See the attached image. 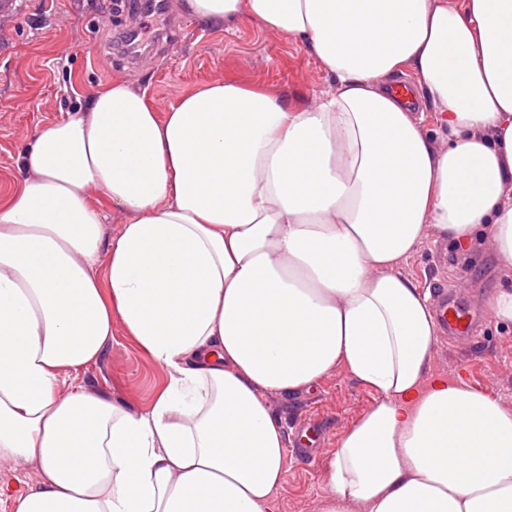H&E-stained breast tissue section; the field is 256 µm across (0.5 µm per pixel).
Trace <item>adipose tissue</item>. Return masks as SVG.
Returning <instances> with one entry per match:
<instances>
[{"instance_id":"1","label":"adipose tissue","mask_w":512,"mask_h":512,"mask_svg":"<svg viewBox=\"0 0 512 512\" xmlns=\"http://www.w3.org/2000/svg\"><path fill=\"white\" fill-rule=\"evenodd\" d=\"M182 6L296 42L334 88L218 77L161 110L117 77L34 128L0 201V469L36 477L14 512H276L271 400L334 373L372 402L313 512H512V410L433 373L431 296L401 271L480 228L512 268V0ZM118 331L168 374L149 410L79 379Z\"/></svg>"}]
</instances>
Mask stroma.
Instances as JSON below:
<instances>
[{"label":"stroma","instance_id":"obj_1","mask_svg":"<svg viewBox=\"0 0 512 512\" xmlns=\"http://www.w3.org/2000/svg\"><path fill=\"white\" fill-rule=\"evenodd\" d=\"M142 21L141 15L128 14L123 0H13L0 15V194L20 178V153L35 126L75 111L118 75L148 85L163 109L176 93L221 76L291 97L318 95L331 87L298 44L246 20L221 28L190 20L181 0H164L157 18L159 37L129 55L112 36ZM402 272L422 289H447L478 325L476 336L439 346L435 373L464 375L470 385L512 409V323L499 321L489 306L496 289L512 286V271L497 264L480 236L464 248L447 240L426 241L404 262ZM85 379L144 410L167 374L119 334L99 365L86 370ZM371 401L364 387L342 374L284 401L290 446L278 512H311L325 491L324 460ZM306 428L315 430L320 444L296 452L294 445Z\"/></svg>","mask_w":512,"mask_h":512}]
</instances>
